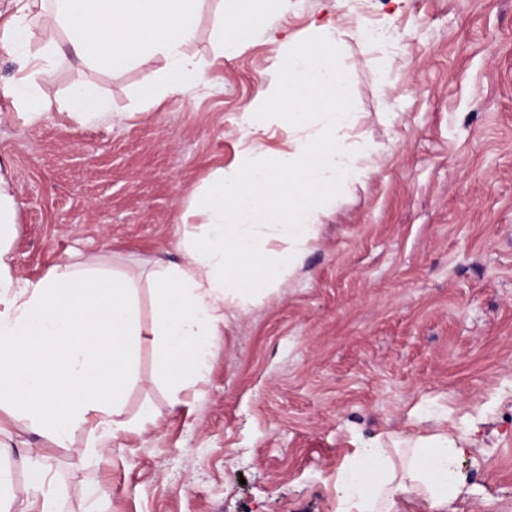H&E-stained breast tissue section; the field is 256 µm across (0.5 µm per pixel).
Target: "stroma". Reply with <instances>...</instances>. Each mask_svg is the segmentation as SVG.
Wrapping results in <instances>:
<instances>
[{"label":"stroma","mask_w":512,"mask_h":512,"mask_svg":"<svg viewBox=\"0 0 512 512\" xmlns=\"http://www.w3.org/2000/svg\"><path fill=\"white\" fill-rule=\"evenodd\" d=\"M336 48L374 145L366 177L319 216L304 265L229 319L201 381L157 367L150 273L181 260L180 217L234 162L261 74L312 23ZM375 25L389 42L369 39ZM275 38L229 50L218 83L144 108L153 60L116 74L72 52L38 82L105 94L119 123L0 120L20 207L14 265L36 279L71 254L135 276L143 343L106 461L0 408V497L31 501L26 460L50 463L62 512H336V469L389 436L447 431L461 493L448 512H512V0H289ZM155 418L138 430L139 409Z\"/></svg>","instance_id":"stroma-1"}]
</instances>
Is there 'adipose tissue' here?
<instances>
[{
    "label": "adipose tissue",
    "mask_w": 512,
    "mask_h": 512,
    "mask_svg": "<svg viewBox=\"0 0 512 512\" xmlns=\"http://www.w3.org/2000/svg\"><path fill=\"white\" fill-rule=\"evenodd\" d=\"M203 2L45 0L32 21L10 16L0 23V51L21 61L7 88L11 119L35 125L55 108L80 126L114 120L108 100L85 84L63 99L38 84V75L59 62L61 43L95 71L160 59L156 81L140 91L150 108L168 94L213 84L211 65L223 62L225 49L248 47L259 28L274 29L288 9V0H218L214 60L207 63L191 50ZM35 26L41 42L34 50ZM339 36L332 26L314 27L265 71L242 112L243 149L185 211L202 217L203 231L180 240L182 263L154 273L159 365L172 390L204 377L227 319L303 265L324 206L370 168L373 148L347 141L362 114L336 59ZM274 123L295 133L292 150H262L258 135ZM19 206L10 170L0 166V406L61 446L75 429L90 426L94 438L79 456L98 462L108 441L126 430L119 416L142 344L136 280L93 257L54 266L35 280L17 276ZM459 454L444 432L356 451L336 470V512H398L400 495L410 489L431 512H447L463 483Z\"/></svg>",
    "instance_id": "ef3b65f1"
}]
</instances>
